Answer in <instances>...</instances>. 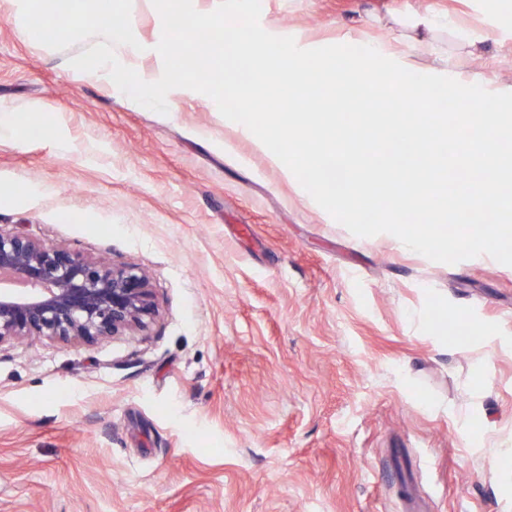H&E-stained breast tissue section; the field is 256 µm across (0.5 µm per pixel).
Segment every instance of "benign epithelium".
I'll return each instance as SVG.
<instances>
[{
  "label": "benign epithelium",
  "mask_w": 512,
  "mask_h": 512,
  "mask_svg": "<svg viewBox=\"0 0 512 512\" xmlns=\"http://www.w3.org/2000/svg\"><path fill=\"white\" fill-rule=\"evenodd\" d=\"M0 347L39 338L94 346L148 329L159 316L147 273L0 230Z\"/></svg>",
  "instance_id": "benign-epithelium-1"
}]
</instances>
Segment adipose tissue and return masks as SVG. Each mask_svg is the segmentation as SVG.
I'll list each match as a JSON object with an SVG mask.
<instances>
[{"label": "adipose tissue", "mask_w": 512, "mask_h": 512, "mask_svg": "<svg viewBox=\"0 0 512 512\" xmlns=\"http://www.w3.org/2000/svg\"><path fill=\"white\" fill-rule=\"evenodd\" d=\"M397 22L402 29L400 36L391 41L366 43L355 70L335 69L329 72L327 99L331 108L339 110L349 95H367L376 87L389 92L393 105L397 107L411 99L431 104L439 91L481 100L489 108L480 125L486 192L462 193L444 206L425 191L431 181V171L410 172L404 175L399 191L390 195L388 210L394 217H401L402 201L411 197L420 210L434 213L446 210L460 223L475 218L493 222L500 209L496 191L499 178L498 131L503 126L512 125V114L502 111L501 106L506 102L512 103V84L488 82L479 85L445 65L419 67L417 57L439 55L435 39L437 33H452L458 45L471 55L479 54L480 43L468 28L437 12L410 11L399 16Z\"/></svg>", "instance_id": "adipose-tissue-1"}]
</instances>
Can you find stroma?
I'll return each mask as SVG.
<instances>
[{"label":"stroma","mask_w":512,"mask_h":512,"mask_svg":"<svg viewBox=\"0 0 512 512\" xmlns=\"http://www.w3.org/2000/svg\"><path fill=\"white\" fill-rule=\"evenodd\" d=\"M453 10L496 79L512 0H261L269 32L390 39ZM133 0L138 74L163 67ZM30 41L0 0V229L143 267L160 319L136 336L0 348V512H512V266L352 234L205 94L162 115ZM505 456H498V449Z\"/></svg>","instance_id":"obj_1"}]
</instances>
